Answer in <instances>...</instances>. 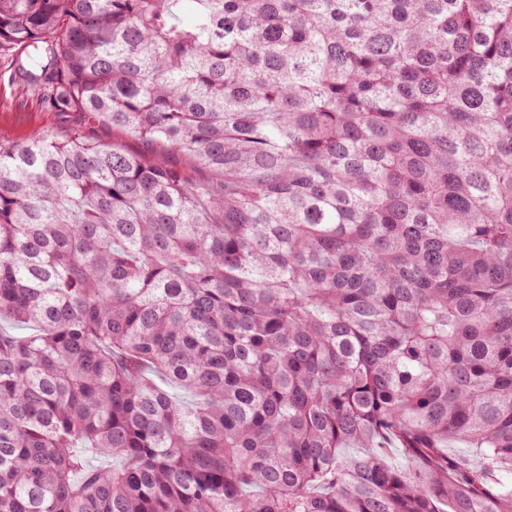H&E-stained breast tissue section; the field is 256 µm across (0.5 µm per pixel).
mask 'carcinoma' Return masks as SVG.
Here are the masks:
<instances>
[{
	"label": "carcinoma",
	"mask_w": 512,
	"mask_h": 512,
	"mask_svg": "<svg viewBox=\"0 0 512 512\" xmlns=\"http://www.w3.org/2000/svg\"><path fill=\"white\" fill-rule=\"evenodd\" d=\"M17 46L83 128L0 146V512H512V0H0Z\"/></svg>",
	"instance_id": "obj_1"
}]
</instances>
